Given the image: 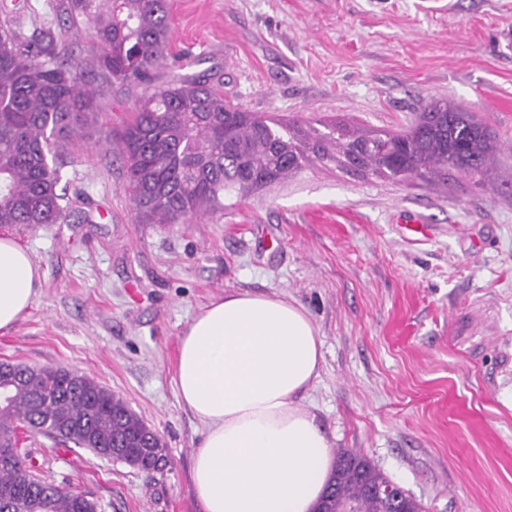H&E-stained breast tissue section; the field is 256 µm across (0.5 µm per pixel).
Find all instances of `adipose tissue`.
I'll list each match as a JSON object with an SVG mask.
<instances>
[{
	"label": "adipose tissue",
	"instance_id": "adipose-tissue-1",
	"mask_svg": "<svg viewBox=\"0 0 512 512\" xmlns=\"http://www.w3.org/2000/svg\"><path fill=\"white\" fill-rule=\"evenodd\" d=\"M41 275L26 249L0 238V330L33 305ZM322 359L305 308L279 297L230 294L187 324L176 385L205 428L192 457L204 512H312L333 456L324 429L298 401Z\"/></svg>",
	"mask_w": 512,
	"mask_h": 512
}]
</instances>
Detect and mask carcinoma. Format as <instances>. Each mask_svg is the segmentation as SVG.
I'll return each instance as SVG.
<instances>
[{"label":"carcinoma","mask_w":512,"mask_h":512,"mask_svg":"<svg viewBox=\"0 0 512 512\" xmlns=\"http://www.w3.org/2000/svg\"><path fill=\"white\" fill-rule=\"evenodd\" d=\"M72 23L89 29L94 55L71 62L66 41L48 33L21 40L0 22V227L33 230L72 215L61 169L102 117V88L144 86L123 117L122 155L142 224H184L224 208V194L246 196L312 160L336 162L393 180L448 184L456 171L491 177L496 136L474 112L432 101L402 130L360 129L338 121L322 132L294 120L249 112L224 100L206 74L182 75L154 88L153 70L172 57L168 0H67ZM0 396V512H102L82 492L30 472L17 431L24 427L150 473L164 442L121 398L90 378L55 367L8 364ZM389 484L368 458L336 453L319 512H388L372 493Z\"/></svg>","instance_id":"cac0c4a2"}]
</instances>
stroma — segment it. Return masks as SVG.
Segmentation results:
<instances>
[{
    "instance_id": "stroma-1",
    "label": "stroma",
    "mask_w": 512,
    "mask_h": 512,
    "mask_svg": "<svg viewBox=\"0 0 512 512\" xmlns=\"http://www.w3.org/2000/svg\"><path fill=\"white\" fill-rule=\"evenodd\" d=\"M63 2L0 0V18L85 61L88 31ZM171 17L183 73L247 111L399 130L445 98L495 134L497 179L398 183L314 161L225 196L214 216L142 224L120 154L141 90L113 85L61 170L91 223L0 228L44 272L0 331V362L93 379L162 437L166 464L141 472L24 429L21 448L104 512H202L191 463L204 428L176 392L180 335L213 300L276 295L323 343L300 405L332 449L369 458L425 512H512V0H171Z\"/></svg>"
}]
</instances>
